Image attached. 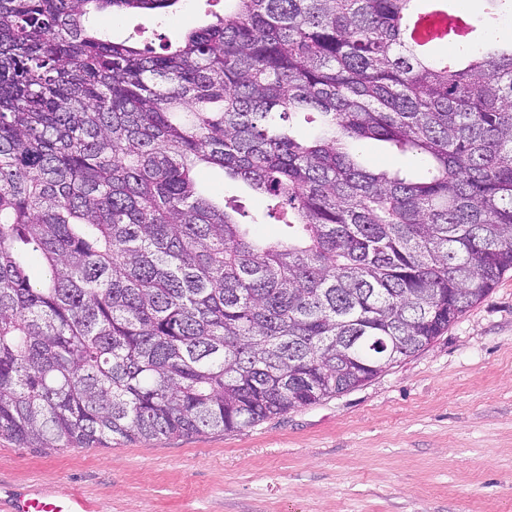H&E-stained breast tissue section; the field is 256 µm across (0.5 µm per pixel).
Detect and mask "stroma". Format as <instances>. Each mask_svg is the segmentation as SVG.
<instances>
[{
    "instance_id": "stroma-1",
    "label": "stroma",
    "mask_w": 512,
    "mask_h": 512,
    "mask_svg": "<svg viewBox=\"0 0 512 512\" xmlns=\"http://www.w3.org/2000/svg\"><path fill=\"white\" fill-rule=\"evenodd\" d=\"M205 0L175 13L91 16L106 38L152 48L207 24ZM260 235L263 195L218 168ZM75 488L98 512H512V271L425 349L372 382L233 433L54 452L0 439V512L28 487Z\"/></svg>"
}]
</instances>
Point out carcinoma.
Instances as JSON below:
<instances>
[{
	"label": "carcinoma",
	"instance_id": "1",
	"mask_svg": "<svg viewBox=\"0 0 512 512\" xmlns=\"http://www.w3.org/2000/svg\"><path fill=\"white\" fill-rule=\"evenodd\" d=\"M0 0V438L234 432L365 385L512 270V43L451 0H224L162 51ZM421 14L474 26L442 57ZM317 123L310 137L294 119ZM375 140L420 170L373 169ZM218 167L267 197L256 240ZM198 181L201 186L212 193L237 194L245 206L247 217L241 218L243 223H252V220L259 224L255 225L257 232L263 236H272L278 230V224L266 216V200L263 195L256 193L242 185H236L224 179V172L219 168H203L198 172Z\"/></svg>",
	"mask_w": 512,
	"mask_h": 512
}]
</instances>
